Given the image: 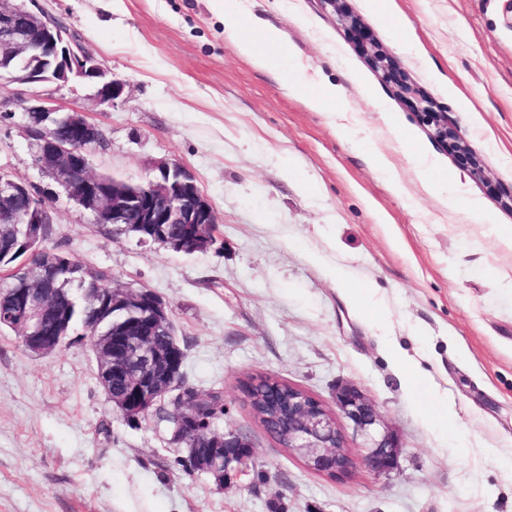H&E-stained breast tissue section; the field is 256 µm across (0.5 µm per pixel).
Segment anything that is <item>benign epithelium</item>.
<instances>
[{"mask_svg": "<svg viewBox=\"0 0 512 512\" xmlns=\"http://www.w3.org/2000/svg\"><path fill=\"white\" fill-rule=\"evenodd\" d=\"M341 15L352 38L364 42L360 21L342 14L341 0H323ZM62 47L63 58L56 60V75H45L46 53ZM371 62L381 79L393 85L403 96L415 95L414 111L433 128V137L447 146L459 165L476 179L483 177L480 156L436 104L414 94L400 64L386 52L371 54ZM0 73L21 84L49 83L56 86L70 80L96 79V102L114 105L123 88L107 77L93 56L71 34L41 12L29 9L24 0H0ZM20 108L31 115H43L44 122L27 125V136L34 149L36 164L60 185L67 196L90 212L97 224H217L218 213L210 199L198 187L195 176L176 161H161L152 167V176L144 181L110 180L95 174L90 157L106 141L103 129L85 113L73 111L57 120L58 109L47 97L22 99ZM20 197L29 199L24 208L15 206ZM54 223L51 211L42 200L40 188L13 180L0 172V224H12L24 263L41 277L51 270L41 257L59 266L49 251L41 226ZM14 307L7 312L30 353L40 356L51 351L46 335V313L55 320L64 317L63 308L49 291L36 299L25 288H12ZM112 307L140 309L147 322H130L112 336H98L90 345L97 376L123 384L125 393L113 399L116 411L129 422H139L164 404L170 407L172 421L185 442L192 467L216 479L249 475L253 448L246 446L241 434L224 432V447L236 452L198 457L197 413L184 409L193 393L182 388V362L160 348L154 336L159 327L171 321L169 306L154 292L141 289L112 290ZM336 409L308 394L288 402V451L301 457L312 471L332 478H345L361 464L377 475H386L398 467L402 445L398 435L385 424L375 405L352 383L336 387ZM346 420L353 436L361 439L364 454L355 459L348 446L340 420Z\"/></svg>", "mask_w": 512, "mask_h": 512, "instance_id": "1", "label": "benign epithelium"}]
</instances>
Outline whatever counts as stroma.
I'll return each instance as SVG.
<instances>
[{"label": "stroma", "mask_w": 512, "mask_h": 512, "mask_svg": "<svg viewBox=\"0 0 512 512\" xmlns=\"http://www.w3.org/2000/svg\"><path fill=\"white\" fill-rule=\"evenodd\" d=\"M39 4L124 91L105 108L82 79L0 81V171L42 189L74 263L169 304L187 385L222 393V426L254 458L249 479L217 485L187 466L166 423L113 412L81 332L36 357L2 330L0 512H512V249L453 195L466 187L512 227L499 202L512 194V0H394L416 55L372 0L343 3L363 24L361 49L319 0H241L246 28L277 27L313 86L344 90L340 120L241 57L210 0ZM378 49L447 112L483 179L381 80L367 58ZM46 93L103 128L94 171L139 181L160 160L189 169L218 212L220 246L185 253L95 224L34 161L18 102ZM366 142L395 181L367 164ZM413 144L446 171L435 192L407 162ZM366 285L371 318L351 295ZM406 365L423 389L402 382ZM256 376L329 405L338 383L357 385L401 439L397 469L311 472L255 417L242 385ZM437 394L453 421L438 419Z\"/></svg>", "instance_id": "1"}]
</instances>
